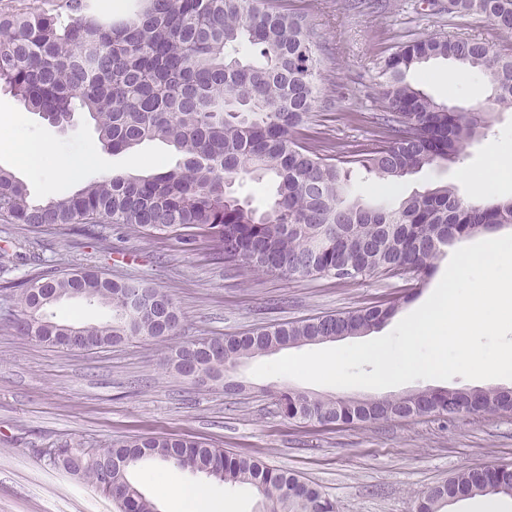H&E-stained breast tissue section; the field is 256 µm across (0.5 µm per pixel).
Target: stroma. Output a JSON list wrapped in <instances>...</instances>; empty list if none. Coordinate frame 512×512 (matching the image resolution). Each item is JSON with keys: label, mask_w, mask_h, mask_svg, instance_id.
<instances>
[{"label": "stroma", "mask_w": 512, "mask_h": 512, "mask_svg": "<svg viewBox=\"0 0 512 512\" xmlns=\"http://www.w3.org/2000/svg\"><path fill=\"white\" fill-rule=\"evenodd\" d=\"M301 14L319 45L321 97L301 128L305 142L360 144L385 104L375 92L379 68L400 45L418 36L458 35L494 46L512 45V33L477 15L455 16L448 0H380L378 11L346 10L344 0H271ZM456 65L434 60L409 78L435 100L464 109H484V79L467 74L455 83L445 76ZM0 111L14 120L0 134L46 145L51 152H77L96 142L93 123L75 114L66 128L50 125L0 92ZM512 156V112L497 113L491 132L473 142L464 163L433 166L408 176L401 195L446 183L467 197L477 192L462 173L482 168L492 153ZM176 157L160 142L118 155L101 151L86 176L137 173L174 166ZM0 166L23 180L36 197L71 195L58 183L50 160L36 173L0 151ZM103 241L62 235L0 220V248L17 249L27 262L0 269V512H118L115 502L86 482L71 478L45 456V449L79 440L103 448L137 435H189L224 451L261 458L314 484L336 512H415L417 499L451 474L477 466L512 464V416L467 415L395 420L377 425L322 426L284 418L272 393L283 386L313 391V384L284 377L252 376V363L234 377L245 393L196 388L164 366V343L77 351L41 344L18 331L11 285L46 269L83 267L130 277L172 294L180 312L182 339L238 334L257 327L316 315L348 312L402 292L405 281L377 276L343 284L333 279H287L215 263L205 250H180L169 238H142L107 226ZM207 485L233 512H258L259 496L246 485H230L200 473L165 470L158 463L135 469L132 478L155 498L159 478Z\"/></svg>", "instance_id": "stroma-1"}]
</instances>
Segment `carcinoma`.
Wrapping results in <instances>:
<instances>
[{
	"label": "carcinoma",
	"instance_id": "1",
	"mask_svg": "<svg viewBox=\"0 0 512 512\" xmlns=\"http://www.w3.org/2000/svg\"><path fill=\"white\" fill-rule=\"evenodd\" d=\"M141 2L118 22L97 14L93 0H57L52 12H0V91L58 127L78 110L87 113L101 147L114 155L164 142L178 153L176 164L141 175L99 174L67 197L44 201L0 167V219L48 224L64 235L92 236L98 224H122L175 239L185 252L198 250L203 239L211 259L227 267L339 283L374 276L420 283L444 250L512 224V198L469 201L453 184L393 205L364 202L350 189L356 169L398 182L425 167L463 161L467 147L493 125L495 111H512V51L467 37L410 40L384 60L377 86L386 110L376 117L369 143L310 145L295 132L315 110L321 72L317 42L303 19L271 8L268 0ZM452 7L512 30V0H452ZM431 59L483 73L491 111L440 103L415 87L409 71ZM243 174L274 176L266 209L252 208L234 191ZM140 287L80 267L37 272L13 286L17 327L53 346L70 326L103 347L179 335L177 307L161 289L149 288L159 312H127L130 290ZM71 299L101 304L110 317L79 325L58 319L52 308ZM408 299L185 341L171 347L165 363L187 383L234 394L228 373L247 360L367 335ZM274 397L286 418L323 426L403 420L419 410L512 413V396L498 387L420 388L364 404L289 386ZM48 455L55 467L131 512H158L131 478L133 468L156 461L249 485L261 496L260 512H336L298 475L191 437L134 436L105 448L67 441ZM501 493L512 494L511 471L462 470L423 493L422 512H447L457 501Z\"/></svg>",
	"mask_w": 512,
	"mask_h": 512
}]
</instances>
